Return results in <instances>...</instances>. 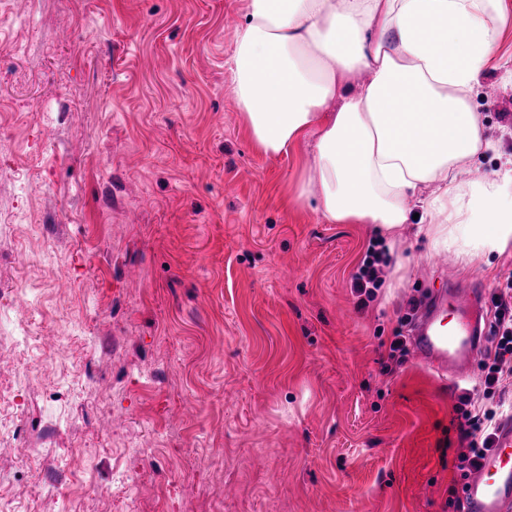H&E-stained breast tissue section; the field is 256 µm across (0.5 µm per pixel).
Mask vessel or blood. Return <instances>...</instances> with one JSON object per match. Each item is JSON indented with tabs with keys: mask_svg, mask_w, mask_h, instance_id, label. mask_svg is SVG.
<instances>
[{
	"mask_svg": "<svg viewBox=\"0 0 512 512\" xmlns=\"http://www.w3.org/2000/svg\"><path fill=\"white\" fill-rule=\"evenodd\" d=\"M483 289H450L443 304L423 303L408 340L424 367L459 382L476 361L483 341L471 309ZM467 512H512V421L502 420L492 449L463 489Z\"/></svg>",
	"mask_w": 512,
	"mask_h": 512,
	"instance_id": "b4317fda",
	"label": "vessel or blood"
}]
</instances>
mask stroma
<instances>
[{"label": "stroma", "instance_id": "1", "mask_svg": "<svg viewBox=\"0 0 512 512\" xmlns=\"http://www.w3.org/2000/svg\"><path fill=\"white\" fill-rule=\"evenodd\" d=\"M247 5L0 0V272L28 300L0 307L30 325V368L0 338L17 512H465L459 394L389 345L412 299L512 277V247L478 267L411 224L325 223L297 196L306 148L264 155L235 100ZM471 104L500 147L479 181L512 155V84L489 71ZM375 264V252L370 251L369 254L366 255L363 265L361 266L359 272L354 276L353 278V288L354 291L362 295L367 294V296H370L372 294V291L368 285H372V288L375 287V281H376V271L374 269Z\"/></svg>", "mask_w": 512, "mask_h": 512}]
</instances>
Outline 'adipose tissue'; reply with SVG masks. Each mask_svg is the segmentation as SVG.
I'll return each mask as SVG.
<instances>
[{
  "label": "adipose tissue",
  "mask_w": 512,
  "mask_h": 512,
  "mask_svg": "<svg viewBox=\"0 0 512 512\" xmlns=\"http://www.w3.org/2000/svg\"><path fill=\"white\" fill-rule=\"evenodd\" d=\"M506 0H249L227 65L262 153L309 152L330 224L400 235L413 212L434 251L489 264L512 246V157L477 183L492 149L471 94L497 56ZM499 159L493 154L479 156L474 162L466 166L462 179L467 181H479L489 177L496 170Z\"/></svg>",
  "instance_id": "1"
}]
</instances>
